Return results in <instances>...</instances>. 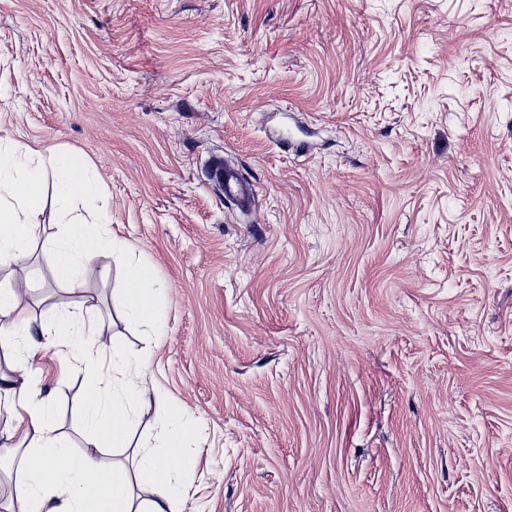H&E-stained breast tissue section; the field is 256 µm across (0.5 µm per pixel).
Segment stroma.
<instances>
[{
  "instance_id": "obj_1",
  "label": "stroma",
  "mask_w": 512,
  "mask_h": 512,
  "mask_svg": "<svg viewBox=\"0 0 512 512\" xmlns=\"http://www.w3.org/2000/svg\"><path fill=\"white\" fill-rule=\"evenodd\" d=\"M0 137L91 165L160 283L154 336L110 252L59 282L46 193L25 306L193 411L185 512H512V0H0ZM28 368L80 449L83 374ZM211 184L224 193V201L232 202L240 210L248 211L253 204V189L236 167L224 162L221 156H213L208 164Z\"/></svg>"
}]
</instances>
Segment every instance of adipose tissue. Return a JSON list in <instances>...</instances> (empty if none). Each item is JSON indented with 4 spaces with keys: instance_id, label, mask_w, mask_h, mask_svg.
<instances>
[{
    "instance_id": "1",
    "label": "adipose tissue",
    "mask_w": 512,
    "mask_h": 512,
    "mask_svg": "<svg viewBox=\"0 0 512 512\" xmlns=\"http://www.w3.org/2000/svg\"><path fill=\"white\" fill-rule=\"evenodd\" d=\"M49 188L64 206L106 198L98 175L78 166L69 153L0 143V267L11 269L8 287L0 289V335L13 349L11 365L0 371V402L20 419L9 431L17 442L6 449L18 477L0 487V512H184L177 460L188 440L185 408L155 395L151 400L167 418L161 450L136 451L131 474L113 455L127 447L139 408L151 401L139 387L146 357L112 346L95 321V305L82 304L68 316L51 305L32 315L23 305L34 275L24 258ZM105 221L101 213L90 220L73 216L63 236L46 244L59 280L79 285L97 251L110 247L101 232ZM119 306L126 321L160 332L159 288L146 267L128 264ZM74 349L81 350L78 364L88 376L82 400L85 448L79 454L56 435L52 408L27 369L37 353ZM136 478L148 486L147 498L135 496Z\"/></svg>"
}]
</instances>
